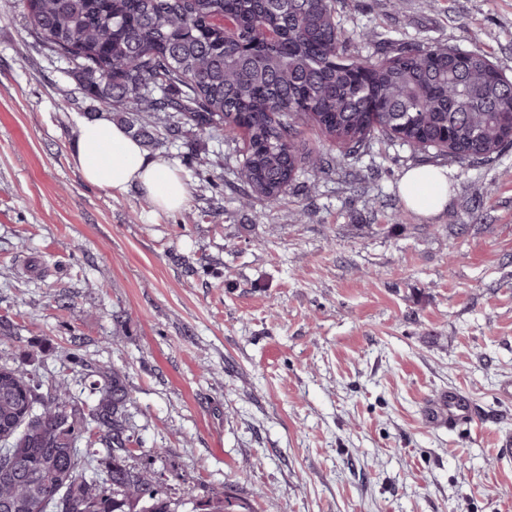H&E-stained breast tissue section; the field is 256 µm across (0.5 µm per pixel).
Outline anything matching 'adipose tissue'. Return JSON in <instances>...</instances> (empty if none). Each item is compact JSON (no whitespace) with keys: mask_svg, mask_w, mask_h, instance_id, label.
<instances>
[{"mask_svg":"<svg viewBox=\"0 0 512 512\" xmlns=\"http://www.w3.org/2000/svg\"><path fill=\"white\" fill-rule=\"evenodd\" d=\"M83 180L113 193L136 190L157 210L175 212L184 207L188 188L166 159L149 155L141 142L108 116L82 122L70 154ZM406 207L424 215L440 213L448 199V178L442 170L420 167L401 181Z\"/></svg>","mask_w":512,"mask_h":512,"instance_id":"obj_1","label":"adipose tissue"}]
</instances>
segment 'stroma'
I'll return each mask as SVG.
<instances>
[{"instance_id": "obj_1", "label": "stroma", "mask_w": 512, "mask_h": 512, "mask_svg": "<svg viewBox=\"0 0 512 512\" xmlns=\"http://www.w3.org/2000/svg\"><path fill=\"white\" fill-rule=\"evenodd\" d=\"M342 18L385 47L480 44L512 77V0H344ZM104 110L33 47L26 0H0V364L72 382L74 350L123 368L146 447L200 500L512 512L494 452L512 434V146L449 165L448 205L425 217L402 202L417 157L399 144L346 177L299 173L270 210L238 203L235 168H201L224 154L211 133L148 139L189 190L162 213L72 165L78 125ZM448 388L481 419L430 427L421 408Z\"/></svg>"}]
</instances>
